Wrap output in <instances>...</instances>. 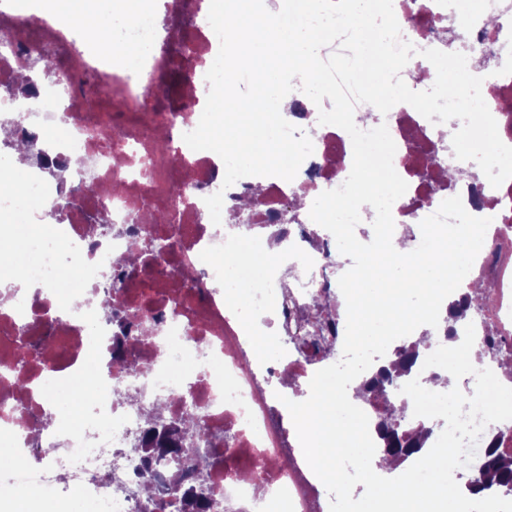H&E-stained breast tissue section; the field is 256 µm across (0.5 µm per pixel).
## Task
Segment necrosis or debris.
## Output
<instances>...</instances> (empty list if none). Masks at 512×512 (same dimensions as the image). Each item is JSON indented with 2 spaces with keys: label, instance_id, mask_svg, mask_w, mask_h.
I'll use <instances>...</instances> for the list:
<instances>
[{
  "label": "necrosis or debris",
  "instance_id": "4bbe7bcc",
  "mask_svg": "<svg viewBox=\"0 0 512 512\" xmlns=\"http://www.w3.org/2000/svg\"><path fill=\"white\" fill-rule=\"evenodd\" d=\"M401 37L418 50L401 72L409 88L429 89L433 73L420 52L447 50V26L455 22L448 0H393ZM199 23L190 39L197 56L192 70L175 77V59L162 37L166 27L184 28L188 16ZM74 20L19 0H0V80L10 77L19 53L49 50L48 69L31 91L36 113L4 112L0 126L13 137L38 139L54 161L88 160L75 172L86 189L79 208L53 212V235H26L17 224L0 231L4 242L23 241L36 263L13 257L16 280L28 291L0 290V446L13 454L1 471L0 502L50 498L62 512L73 499L90 512H143L139 489L151 480L169 487L178 465L173 455L144 467L136 446L151 408L164 402L163 421L176 426L197 418L203 430L187 439L205 449L206 512H329L330 495L293 447L294 426L284 405L305 393L313 375L328 366L330 352L293 340L295 321L314 295H339L333 235L311 232L306 212L291 224L280 221L296 196L340 187L348 177L352 141L339 127L317 133L315 104L300 91L290 99L300 112L292 123L314 146L296 177L247 176L224 187L225 166L190 149L205 107V75L219 50L208 22L206 0H172L160 8L107 23L106 42L84 37ZM457 35L469 63L486 69L482 96L502 141L512 144V0H483L478 16L467 18ZM136 45L140 58L112 64L109 52ZM362 130L386 125L396 144L393 165L406 193L392 206L396 228L415 225L410 242L422 253H437L440 234L470 223L484 247L468 269L484 280L490 298L472 328L496 348L512 347V267L501 262L497 245L512 239V167L486 166L463 183L444 182L440 172L454 166L445 127L412 106L388 113L356 104ZM11 150L0 151V217L21 211L34 198L59 203L66 188L50 185L40 172L21 184L5 174ZM120 183L117 195L103 186ZM263 204L249 214L245 229L231 233L202 223L207 196L223 192L224 207L256 184ZM162 210L159 224L140 223L141 213ZM103 211L107 225L91 224L89 213ZM278 225L300 262L291 287L278 282L279 254L260 230ZM156 265L139 271L120 290L102 286L100 272L118 274L119 257L131 249ZM194 276L184 285L181 273ZM247 291L249 299L237 303ZM119 304L134 326L149 325L147 339L135 342L136 367L117 364V330L104 309ZM278 339L276 352H258L251 337ZM94 357L99 398L87 404L77 391L87 357ZM74 391L76 427H64L52 410L55 392ZM279 397H272V390Z\"/></svg>",
  "mask_w": 512,
  "mask_h": 512
}]
</instances>
